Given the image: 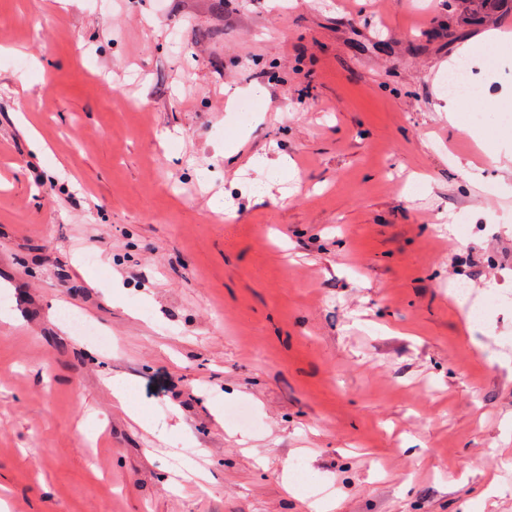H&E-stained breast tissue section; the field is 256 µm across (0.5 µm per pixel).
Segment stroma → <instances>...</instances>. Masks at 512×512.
Here are the masks:
<instances>
[{
    "label": "stroma",
    "instance_id": "1",
    "mask_svg": "<svg viewBox=\"0 0 512 512\" xmlns=\"http://www.w3.org/2000/svg\"><path fill=\"white\" fill-rule=\"evenodd\" d=\"M494 2L0 0V512H512ZM448 87L454 94L460 96H471L479 91V88L471 80L464 65H460L448 77Z\"/></svg>",
    "mask_w": 512,
    "mask_h": 512
}]
</instances>
